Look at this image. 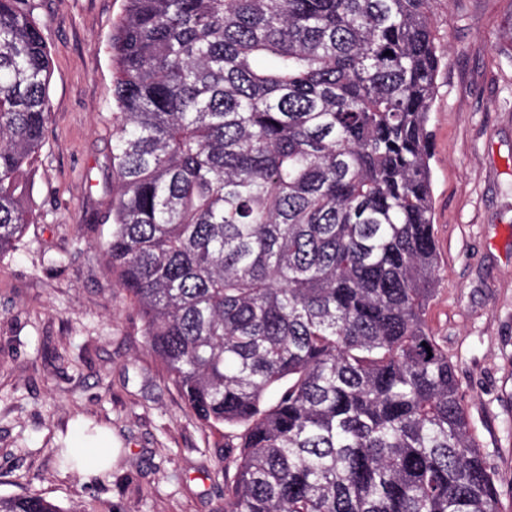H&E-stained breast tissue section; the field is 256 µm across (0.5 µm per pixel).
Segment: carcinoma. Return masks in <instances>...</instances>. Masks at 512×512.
<instances>
[{
	"instance_id": "carcinoma-1",
	"label": "carcinoma",
	"mask_w": 512,
	"mask_h": 512,
	"mask_svg": "<svg viewBox=\"0 0 512 512\" xmlns=\"http://www.w3.org/2000/svg\"><path fill=\"white\" fill-rule=\"evenodd\" d=\"M430 2L125 0L103 249L165 378L224 427V512H498L424 318ZM50 78L29 0H0V257L33 220Z\"/></svg>"
}]
</instances>
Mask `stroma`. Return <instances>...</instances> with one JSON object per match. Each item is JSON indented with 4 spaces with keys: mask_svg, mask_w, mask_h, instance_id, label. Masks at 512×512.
I'll return each mask as SVG.
<instances>
[{
    "mask_svg": "<svg viewBox=\"0 0 512 512\" xmlns=\"http://www.w3.org/2000/svg\"><path fill=\"white\" fill-rule=\"evenodd\" d=\"M50 53L51 120L34 222L0 258V497L82 512H224V432L163 376L108 270L112 33L125 0H31ZM441 63L429 114L440 280L425 318L456 369L474 438L512 512V0H432ZM111 431L83 480L55 452ZM87 448H93L91 453L88 451L89 463L83 465H77L78 468L76 472L85 477V476H95L102 469L107 468L111 465L112 459H109L112 454V441L109 440L108 444H99L97 446H87L85 444L81 446H76L73 448L77 451H83Z\"/></svg>",
    "mask_w": 512,
    "mask_h": 512,
    "instance_id": "obj_1",
    "label": "stroma"
}]
</instances>
